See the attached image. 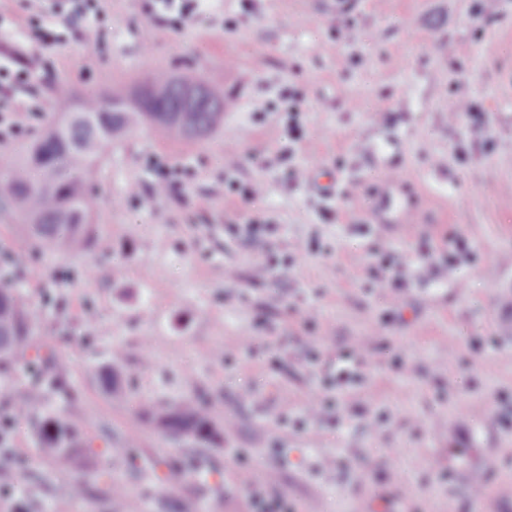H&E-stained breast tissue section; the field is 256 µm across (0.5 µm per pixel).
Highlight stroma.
<instances>
[{"label":"stroma","mask_w":512,"mask_h":512,"mask_svg":"<svg viewBox=\"0 0 512 512\" xmlns=\"http://www.w3.org/2000/svg\"><path fill=\"white\" fill-rule=\"evenodd\" d=\"M151 0H98L109 18L97 58L83 41L92 22L42 49L0 27V45L42 52V74L19 100L41 125L66 111L58 83L78 92L130 89L165 69L223 87L235 100L201 139L165 140L148 126L125 130L90 182L99 208L95 247L50 260L19 220L0 210V249L32 253L13 276L33 323L29 343L70 366L67 408L92 465L64 470L40 453L30 412L12 446L26 462L15 496L47 512L71 486L109 471L139 512H251L246 482L287 499L289 512H512V425L494 412L512 405V0H362L351 36L311 0H260L247 20L239 0H203L176 27L150 14ZM302 93L305 131L284 158L287 114H268L283 90ZM485 112L482 143L458 100ZM238 160L225 172L224 155ZM407 176L419 223L376 234L402 254L411 292L397 301L373 278L365 220L379 184V158ZM196 174L153 195L155 164ZM341 171L344 193L325 202L283 181L289 164ZM265 186L251 200L228 183ZM140 194L130 197L128 187ZM273 237L251 238V224ZM462 239L471 262L443 263ZM274 266L255 279L253 268ZM114 277L102 279L99 266ZM368 337L372 356L358 385L328 389L313 353L334 354ZM230 358H223V349ZM120 352L125 401L99 387L98 369ZM44 378L12 360L0 370V403H24ZM188 398L217 424L233 419L217 447L165 438L137 415ZM328 399L317 417L307 404ZM291 428H282L283 419ZM180 468L184 479L169 489Z\"/></svg>","instance_id":"stroma-1"}]
</instances>
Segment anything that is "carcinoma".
<instances>
[{"instance_id": "cac0c4a2", "label": "carcinoma", "mask_w": 512, "mask_h": 512, "mask_svg": "<svg viewBox=\"0 0 512 512\" xmlns=\"http://www.w3.org/2000/svg\"><path fill=\"white\" fill-rule=\"evenodd\" d=\"M143 85L139 112L117 111L125 97L120 92L79 95L68 85L59 87L61 99L77 103V111L51 122L4 171L0 194L39 245L73 254L92 249L97 197L85 189V180L112 149L118 133L146 124L171 136L203 138L223 121L224 93L207 85L192 94L191 81L168 72L151 74ZM31 332L19 294L0 278V360L10 358ZM98 384L112 398L125 395L126 385L114 364L99 371ZM139 413L175 441L217 445L222 439L223 431L192 401L168 407L143 403ZM39 436L42 452L54 459L69 460L85 449L80 426L65 416H45Z\"/></svg>"}]
</instances>
